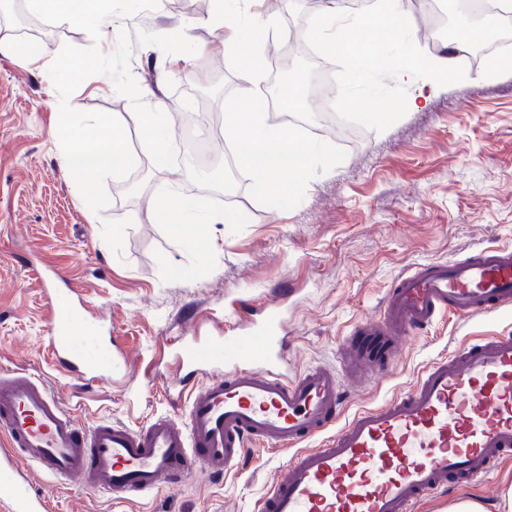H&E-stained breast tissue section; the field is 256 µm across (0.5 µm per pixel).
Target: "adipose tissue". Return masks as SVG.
Masks as SVG:
<instances>
[{
	"mask_svg": "<svg viewBox=\"0 0 512 512\" xmlns=\"http://www.w3.org/2000/svg\"><path fill=\"white\" fill-rule=\"evenodd\" d=\"M263 0H217L213 23L224 32V52L241 59V84L238 104L224 115L226 128L236 132L244 144L238 156V168L247 175L254 190L263 196L276 192L283 179L301 181L323 162L320 148L298 138L288 125L271 121L257 99V87L264 73L262 33L273 29L271 16L258 12ZM379 27L391 28L393 35L410 40L414 20L404 0H378L375 9L353 14L346 11L340 0H328L323 7L314 30L307 36L318 39L326 48L349 56L352 68L350 83L362 80L366 63L360 58L358 48L362 33ZM138 94L146 102V109L134 113L133 119L153 147L158 164H165L170 141L168 114L161 108L157 91L142 87ZM160 217L177 215L176 231H183L188 224H234L238 216L228 210L214 215L200 210L196 199L179 193L162 197L154 206Z\"/></svg>",
	"mask_w": 512,
	"mask_h": 512,
	"instance_id": "adipose-tissue-1",
	"label": "adipose tissue"
}]
</instances>
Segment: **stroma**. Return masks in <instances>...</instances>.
<instances>
[{"instance_id": "1", "label": "stroma", "mask_w": 512, "mask_h": 512, "mask_svg": "<svg viewBox=\"0 0 512 512\" xmlns=\"http://www.w3.org/2000/svg\"><path fill=\"white\" fill-rule=\"evenodd\" d=\"M214 0H168L132 15L114 14L101 28L99 48L115 49L121 31L133 42L130 70L137 84L162 82L164 105L177 115L196 112L194 89L219 83L218 109L236 98L239 62L225 56L224 34L211 22ZM412 49L391 34L369 31L362 52L373 70L366 83L347 86V60L328 56L336 76L331 107L340 133L321 131V115H307L299 134L335 160L297 186L257 195L240 177L238 199L219 197L191 181L185 167L164 166L143 179L152 151L131 118L133 106L104 75L86 79L71 95L79 111H102L122 124L138 168L106 183L109 205L94 213L58 161L51 136L59 98L48 68L64 44L89 47L90 37L57 23L41 58L0 55V373L23 370L43 380L82 428L109 420L140 427L161 415L180 416L178 392L193 383L180 371L175 339L188 326L219 334L248 327L273 298L287 310L288 364L299 372L337 364L353 325L379 317L396 277L414 265L456 259L487 246L512 243V72L485 80L486 61L460 69L438 85L422 108L412 99L420 82L398 83L393 63L405 53L430 58L448 51L431 41L426 13L415 15ZM180 52V70L161 75L152 53ZM397 104L385 123L372 121L363 101ZM177 191L213 213L236 211V224L188 226L182 235L155 215V199ZM127 224L125 234L110 235ZM192 268L176 279L173 268ZM54 270L60 287L74 290L92 314L102 344L122 363L108 384L87 385L63 375L45 347L48 313L34 273ZM512 332V311L490 317H439L409 338L391 372L351 389L350 411L377 406L406 392L435 359L471 336ZM288 456L254 450L221 476L199 473L177 488L117 503L58 480L33 464L24 469L50 512H256L264 490L280 479ZM512 486V463L492 471L483 485L455 489L418 512H442L447 501L481 500L495 512Z\"/></svg>"}]
</instances>
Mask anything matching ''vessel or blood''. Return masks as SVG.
<instances>
[{
    "label": "vessel or blood",
    "mask_w": 512,
    "mask_h": 512,
    "mask_svg": "<svg viewBox=\"0 0 512 512\" xmlns=\"http://www.w3.org/2000/svg\"><path fill=\"white\" fill-rule=\"evenodd\" d=\"M48 350L60 371L108 381L111 352L75 349L71 331L87 324L78 300L50 295ZM512 308V245L435 261L400 276L383 315L353 336L377 350H350L341 368L288 369L282 306L265 307L252 327L182 337L177 358L205 376L189 389L185 419L159 416L132 428L98 422L79 432L44 383L24 372L0 374V512H48L21 462L54 477L79 479L113 501L146 498L201 471L235 467L246 444L290 452L285 476L260 512H414L426 498L472 487L512 459V334L477 336L429 365L405 394L347 411L344 383L366 368L383 378L401 339L444 313L485 316Z\"/></svg>",
    "instance_id": "obj_1"
}]
</instances>
